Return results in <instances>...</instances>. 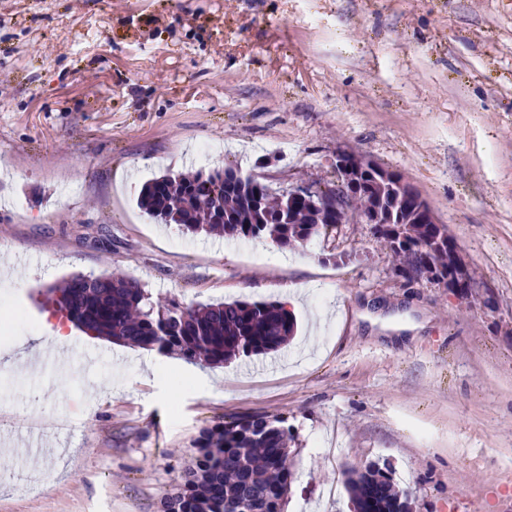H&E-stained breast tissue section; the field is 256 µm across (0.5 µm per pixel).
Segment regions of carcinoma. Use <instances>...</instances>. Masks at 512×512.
<instances>
[{
	"label": "carcinoma",
	"instance_id": "carcinoma-1",
	"mask_svg": "<svg viewBox=\"0 0 512 512\" xmlns=\"http://www.w3.org/2000/svg\"><path fill=\"white\" fill-rule=\"evenodd\" d=\"M352 198L356 209L380 217L378 237L402 263L433 242L416 264L448 281L452 238L445 225L415 223L413 206L401 204L388 185L360 188ZM138 205L161 224L228 239L268 237L282 249L336 229L320 204L292 202L250 174L226 178L222 169L155 177L142 186ZM50 293L68 319L89 335L212 365L240 354L276 351L294 333V322L277 303L233 301L183 308L153 300L148 291L112 272L73 275ZM197 452L195 467L179 491L165 498L164 512H237L244 501L254 512H281L292 472L288 430L278 421L244 416L218 423L203 430ZM347 488L357 512H410L408 494L385 464L371 462L350 470Z\"/></svg>",
	"mask_w": 512,
	"mask_h": 512
}]
</instances>
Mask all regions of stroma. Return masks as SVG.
Instances as JSON below:
<instances>
[{
    "instance_id": "stroma-1",
    "label": "stroma",
    "mask_w": 512,
    "mask_h": 512,
    "mask_svg": "<svg viewBox=\"0 0 512 512\" xmlns=\"http://www.w3.org/2000/svg\"><path fill=\"white\" fill-rule=\"evenodd\" d=\"M340 151L419 191L469 287L400 277L370 224L283 250L137 205L168 171L332 182ZM0 249V512H161L243 415L288 430L284 512H355L346 471L383 461L410 512L512 505V0H0ZM106 269L185 307L307 296L277 351L150 372L47 298ZM52 327L76 358L26 367Z\"/></svg>"
}]
</instances>
